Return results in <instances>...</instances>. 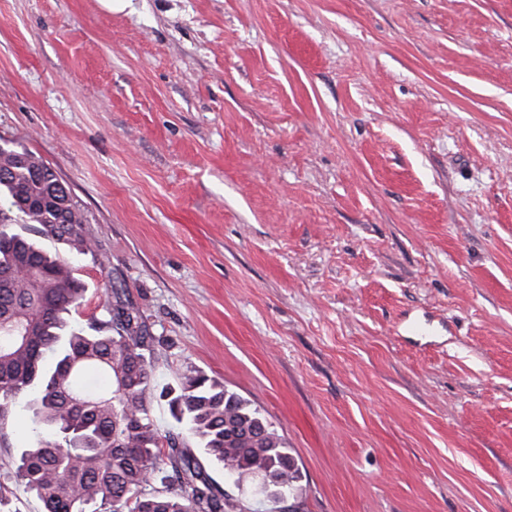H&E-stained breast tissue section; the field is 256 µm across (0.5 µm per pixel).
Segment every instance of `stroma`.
Listing matches in <instances>:
<instances>
[{"mask_svg":"<svg viewBox=\"0 0 512 512\" xmlns=\"http://www.w3.org/2000/svg\"><path fill=\"white\" fill-rule=\"evenodd\" d=\"M4 143L96 244L74 320L114 283L158 386L274 425L298 512H512V0H0ZM5 433L0 512H44Z\"/></svg>","mask_w":512,"mask_h":512,"instance_id":"stroma-1","label":"stroma"}]
</instances>
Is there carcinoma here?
Listing matches in <instances>:
<instances>
[{
  "instance_id": "cac0c4a2",
  "label": "carcinoma",
  "mask_w": 512,
  "mask_h": 512,
  "mask_svg": "<svg viewBox=\"0 0 512 512\" xmlns=\"http://www.w3.org/2000/svg\"><path fill=\"white\" fill-rule=\"evenodd\" d=\"M0 430L19 407L37 443L8 462L45 512H238L215 489L183 434L238 485L261 481L297 498L301 472L271 422L224 383L198 370L177 387L152 377L150 336L139 308L114 302L87 326L71 325L86 285L70 258L96 255L80 208L55 171L31 153L0 145ZM65 246L51 255L14 226ZM165 400L184 432L155 425Z\"/></svg>"
}]
</instances>
